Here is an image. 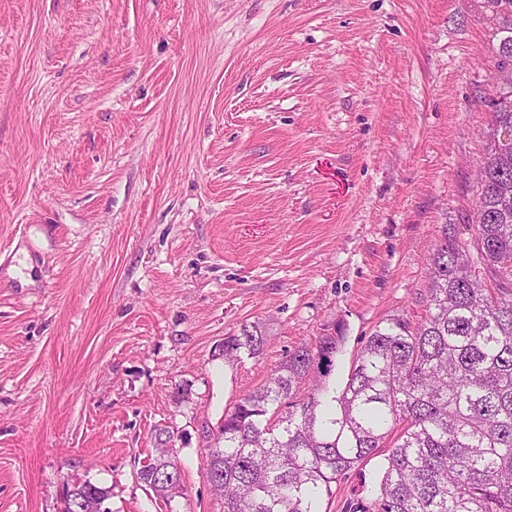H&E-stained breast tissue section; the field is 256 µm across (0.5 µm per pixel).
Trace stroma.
Segmentation results:
<instances>
[{
    "mask_svg": "<svg viewBox=\"0 0 512 512\" xmlns=\"http://www.w3.org/2000/svg\"><path fill=\"white\" fill-rule=\"evenodd\" d=\"M499 39L485 0H0V512H223L225 409L337 326L344 383L471 237ZM265 338L259 326L243 324L238 331L224 339V360L227 362H240L243 356L253 358L264 349ZM171 438L169 431L158 429L155 433L156 455L148 458L138 472L142 483H151V487L144 484L157 498L170 502L183 490V472L178 462L170 456V450L164 446ZM68 497L63 498L62 512H84L83 503L87 499L102 500L103 503L108 499L109 493L106 488L98 486L89 481L80 483L77 488L68 487Z\"/></svg>",
    "mask_w": 512,
    "mask_h": 512,
    "instance_id": "obj_1",
    "label": "stroma"
}]
</instances>
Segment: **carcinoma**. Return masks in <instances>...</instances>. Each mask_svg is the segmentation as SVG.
Returning <instances> with one entry per match:
<instances>
[{
    "mask_svg": "<svg viewBox=\"0 0 512 512\" xmlns=\"http://www.w3.org/2000/svg\"><path fill=\"white\" fill-rule=\"evenodd\" d=\"M503 25L496 66L512 65V0H487ZM490 129H512V89L485 99ZM474 236L442 225L428 259L424 315H394L364 337L344 386L328 380L344 337L288 352L264 385L224 411L207 474L224 512H329L332 485L379 460L369 498L344 512H512V162L494 141L480 162ZM265 338L243 324L224 360L258 356ZM325 381L302 393L312 369ZM155 433L139 479L169 502L183 472ZM62 512L105 501L89 481Z\"/></svg>",
    "mask_w": 512,
    "mask_h": 512,
    "instance_id": "obj_1",
    "label": "carcinoma"
}]
</instances>
